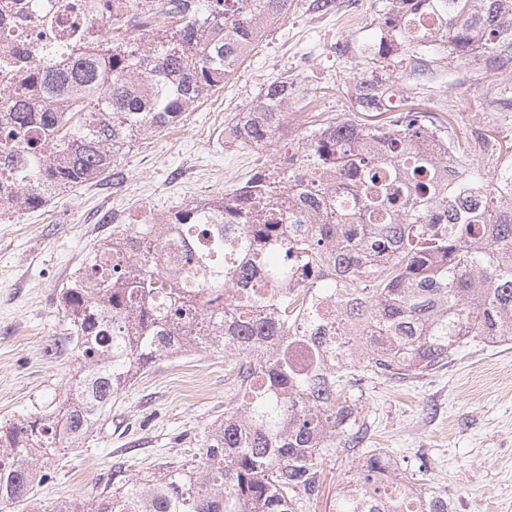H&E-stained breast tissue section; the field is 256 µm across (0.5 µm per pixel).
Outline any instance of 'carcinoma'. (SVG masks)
<instances>
[{
    "mask_svg": "<svg viewBox=\"0 0 512 512\" xmlns=\"http://www.w3.org/2000/svg\"><path fill=\"white\" fill-rule=\"evenodd\" d=\"M291 0H0L35 30L0 33V220L98 178L143 136L181 122L284 19ZM104 22L102 34L89 17ZM395 46L466 58L512 49V0H386ZM301 92L264 85L224 127L227 147L280 140ZM463 128L408 111L379 126L338 114L217 199L161 219L180 263L143 255L132 224L60 292L85 370L64 399L0 424V506H31L61 451L88 439L141 371L192 349L239 357L224 420L198 458L135 479L120 460L90 505L56 512H303L336 438H367L344 390L355 358L404 381L477 340L512 341V223L470 166ZM346 194L331 192L333 179ZM300 206L293 224L280 207ZM312 290L306 307L293 288ZM351 343L331 357L336 327ZM336 512H453L396 459L367 451Z\"/></svg>",
    "mask_w": 512,
    "mask_h": 512,
    "instance_id": "1",
    "label": "carcinoma"
}]
</instances>
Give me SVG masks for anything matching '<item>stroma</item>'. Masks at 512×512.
Listing matches in <instances>:
<instances>
[{
	"mask_svg": "<svg viewBox=\"0 0 512 512\" xmlns=\"http://www.w3.org/2000/svg\"><path fill=\"white\" fill-rule=\"evenodd\" d=\"M385 0H292L285 19L268 27L259 47L216 91L186 112L179 125L144 136L118 166L53 197L38 210L0 223V422L63 398L74 356L62 336L60 291L86 264V255L145 211L162 216L202 199L223 196L276 154V145L228 148L224 127L250 107L262 85L288 75L306 88L310 105L289 109L283 132L301 136L324 119L365 109L360 88L373 85L390 105L441 120L454 117L477 149L483 169L512 166L484 152L502 130L512 131V60L493 53L457 60L393 48L378 58ZM234 357L204 350L157 361L112 410L93 439L67 449L53 478L37 492L40 512L88 500L122 453L133 476L187 457L205 431L224 418ZM355 395L369 427L365 446L382 448L405 476L430 467L455 512H512V342L477 346L448 366L405 383L364 377ZM356 448L337 447L321 465L322 492L305 512H336L347 475L360 463Z\"/></svg>",
	"mask_w": 512,
	"mask_h": 512,
	"instance_id": "stroma-1",
	"label": "stroma"
}]
</instances>
